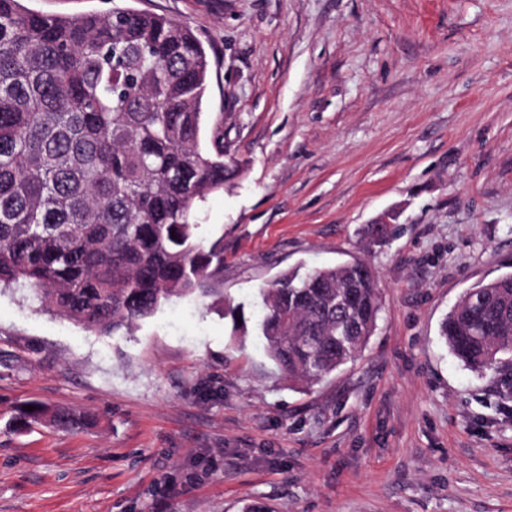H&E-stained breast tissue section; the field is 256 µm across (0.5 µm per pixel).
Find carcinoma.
I'll return each instance as SVG.
<instances>
[{
    "label": "carcinoma",
    "mask_w": 512,
    "mask_h": 512,
    "mask_svg": "<svg viewBox=\"0 0 512 512\" xmlns=\"http://www.w3.org/2000/svg\"><path fill=\"white\" fill-rule=\"evenodd\" d=\"M209 60L185 25L125 8L76 16L0 0V285L101 334L131 333L174 297H224V238L200 215L235 172L224 131L201 143ZM293 269L259 289L258 331L288 381L311 387L366 348L382 309L374 273ZM463 294L440 326L480 375L512 371V274ZM355 304L336 309V293ZM232 340L248 336L226 305ZM88 418L35 405L17 426Z\"/></svg>",
    "instance_id": "carcinoma-1"
}]
</instances>
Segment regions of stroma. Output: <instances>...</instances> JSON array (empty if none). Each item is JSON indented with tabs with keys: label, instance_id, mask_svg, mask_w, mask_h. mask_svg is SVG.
<instances>
[{
	"label": "stroma",
	"instance_id": "stroma-1",
	"mask_svg": "<svg viewBox=\"0 0 512 512\" xmlns=\"http://www.w3.org/2000/svg\"><path fill=\"white\" fill-rule=\"evenodd\" d=\"M192 29L207 125L237 164L205 204L224 296L364 260L383 290L353 363L305 388L261 338L177 299L103 335L0 288V512H512V380L439 335L512 273V0H28ZM394 221L382 243L362 228ZM37 402L94 417L16 429Z\"/></svg>",
	"mask_w": 512,
	"mask_h": 512
}]
</instances>
